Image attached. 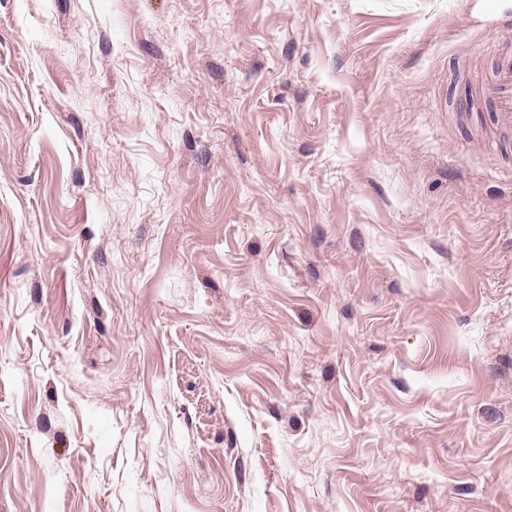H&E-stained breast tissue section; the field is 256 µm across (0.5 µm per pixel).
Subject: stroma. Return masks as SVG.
<instances>
[{
    "label": "stroma",
    "mask_w": 512,
    "mask_h": 512,
    "mask_svg": "<svg viewBox=\"0 0 512 512\" xmlns=\"http://www.w3.org/2000/svg\"><path fill=\"white\" fill-rule=\"evenodd\" d=\"M512 0H0V512H512ZM497 127L512 129V59L498 64L480 90Z\"/></svg>",
    "instance_id": "1"
}]
</instances>
